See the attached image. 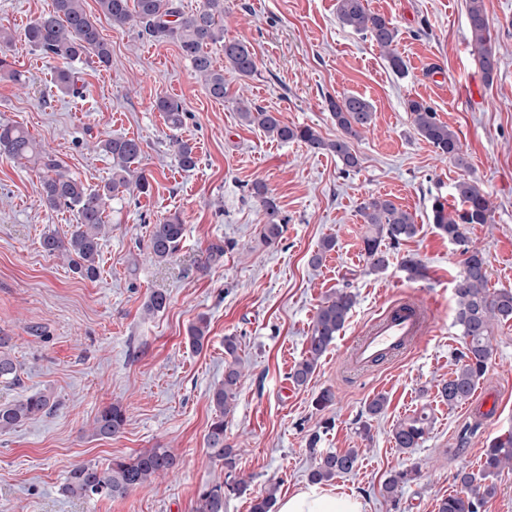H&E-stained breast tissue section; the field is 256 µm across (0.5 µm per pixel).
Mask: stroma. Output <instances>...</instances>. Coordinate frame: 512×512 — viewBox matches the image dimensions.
Returning a JSON list of instances; mask_svg holds the SVG:
<instances>
[{
  "mask_svg": "<svg viewBox=\"0 0 512 512\" xmlns=\"http://www.w3.org/2000/svg\"><path fill=\"white\" fill-rule=\"evenodd\" d=\"M51 3L0 0V24L15 34L8 56L17 73L0 77V119L24 127L91 187L109 177L111 160L90 143L141 139L138 169L151 188L108 207L111 230L101 243L100 276L91 281L39 245L44 234L67 235L74 223L72 212L41 204L40 168L0 157V334L10 337L19 364L16 382L0 383V403L35 391L57 402L0 431V512H196L199 488L225 479L223 464L207 454L206 435L228 336L239 340L244 376L224 441L242 451L237 477L247 489L228 498L225 512H250L253 498L273 484L278 496L293 493L308 484L317 452L348 448L359 449V463L330 481L331 489L359 497L365 512H435L439 499L459 492L457 470L478 471L486 444L512 430V322L495 324L492 358L474 391L499 400L489 425L469 415L468 404L451 407L437 394L461 348L454 324L461 257L429 218L435 198L455 204V182L477 184L493 221L471 225L469 241L486 260L490 287L512 288V0H483L500 57L490 83L471 54L467 0H368L399 31L402 74L369 38L339 23L336 0H225L224 34L251 44L257 72L243 80L225 70L223 100L207 95L175 43L114 28L97 0H84V8L111 46L112 65L74 63L82 95L59 92L54 62L23 35ZM351 93L372 103L374 120L352 142L360 166L348 173L332 154L246 126L236 110L242 97L333 140L340 130L329 102ZM164 96L182 102L180 128L156 109ZM412 99L455 131L466 166L441 158L416 134ZM176 139L194 146V169L178 164ZM259 180L288 219L275 249L261 239L264 211L250 195ZM385 194L414 215L418 232L391 249L385 271L373 273L359 206ZM172 214L185 226L182 247L159 263L145 250L147 230ZM327 237L335 238L334 250L311 266V253ZM214 243L224 246L215 260L208 256ZM408 255L425 266V278L408 279L400 267ZM343 287L356 300L349 318L308 383L295 386L289 373L306 356L316 310ZM155 291L166 293L167 305L145 315ZM404 298L431 304L430 334L397 359L347 372L343 357L352 341ZM202 315L209 338L196 350L186 330ZM325 388L336 400L320 410L314 399ZM378 395L387 405L372 418L366 407ZM115 402L128 415L122 433L92 436L96 415ZM423 410L433 418L431 431L404 453L392 430ZM364 423L367 440L357 434ZM152 448L171 449L177 467L126 496L85 500L63 491L71 465L105 467ZM412 466L420 470L417 481L397 499L384 498L386 475Z\"/></svg>",
  "mask_w": 512,
  "mask_h": 512,
  "instance_id": "1",
  "label": "stroma"
}]
</instances>
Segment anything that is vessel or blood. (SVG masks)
Here are the masks:
<instances>
[{
  "instance_id": "1",
  "label": "vessel or blood",
  "mask_w": 512,
  "mask_h": 512,
  "mask_svg": "<svg viewBox=\"0 0 512 512\" xmlns=\"http://www.w3.org/2000/svg\"><path fill=\"white\" fill-rule=\"evenodd\" d=\"M431 308L414 299H403L386 307L347 352L348 368L361 370L409 349L432 328Z\"/></svg>"
}]
</instances>
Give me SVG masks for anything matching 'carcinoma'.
Here are the masks:
<instances>
[{
  "label": "carcinoma",
  "instance_id": "obj_1",
  "mask_svg": "<svg viewBox=\"0 0 512 512\" xmlns=\"http://www.w3.org/2000/svg\"><path fill=\"white\" fill-rule=\"evenodd\" d=\"M225 0H204L199 10L185 12L179 0H98L100 11L119 29L134 27L139 34L156 43L174 41L183 58L188 60L203 81L208 95L222 100L228 95L224 70L215 67L207 52L210 44L224 43V63L242 77H251L257 71L255 54L251 47L238 39L224 37ZM337 18L355 33L365 35L385 52L391 67L401 73L404 61L394 51L399 31L385 16L371 11L367 0H337ZM468 24L472 52L487 82H492L498 70V57L492 46L491 26L483 0H469ZM24 38L33 50L42 56L60 61L55 69V85L61 91L79 95L82 88L74 79L70 64L83 58H96L100 66L112 63V51L103 39L95 21L87 15L83 0H53L52 7L29 22ZM14 40L11 28L0 24V73L7 72V52ZM158 111L165 113L171 127L182 125L185 109L180 100L161 97L156 101ZM415 132L428 141L443 156L458 165L466 164L457 134L436 117V111L426 103L410 100ZM329 110L342 135L326 140L309 126H290L277 113L253 107L238 101L239 117L248 126L262 130L266 135L287 143L300 141L311 151L326 150L341 162L343 171L360 166V159L352 148V140L368 131L373 122V106L362 96L351 95L329 100ZM180 165L191 170L198 158L194 146L187 141H173ZM94 149L112 158V173L104 184L90 188L70 176L60 161L46 152L22 127L0 121V156L26 159L38 163L42 170L40 201L50 210L73 213L75 228L69 236L60 238L46 234L42 249L53 256L68 260L73 272L94 280L99 275L100 240L107 232L106 208L109 202L135 185L138 192H149L150 182L144 174L130 180L132 165L139 162L144 150L135 138L110 137L100 140ZM457 207L448 208L436 199L432 203V223L440 234L459 247L463 256L462 271L456 288V326L462 340V350L452 376L441 384L438 393L443 402L453 407L470 399L478 381L484 376L492 358L490 336L494 324L512 321V289L488 287L489 275L483 254L470 247L465 226L492 223V210L488 198L472 182L461 180L455 185ZM251 196L263 207L265 222L260 233L263 241L272 247L279 245L287 232L288 221L275 200L268 195L266 185L252 184ZM364 223L370 226L365 236L364 253L369 269L378 272L389 263L387 246L396 247L417 233L415 217L398 207L390 198L379 195L369 197L360 205ZM184 224L177 215L159 219L150 225L145 248L158 263L169 261L179 250L184 237ZM355 304L352 293L343 289L317 308L311 334L308 336L306 358L294 366L289 379L297 386L307 384L318 362L334 343L343 329ZM190 345L200 349L208 334V320L201 316L187 330ZM10 337L0 336V383H10L18 377L14 358L5 350ZM238 340L224 338V353L231 358L225 362L224 381L213 390L215 417L206 437L210 458L224 464L233 472L237 468V453L224 444V418L230 412L241 383L242 372L237 358ZM56 401L45 392H35L13 403L0 404V430H8L21 422L49 412ZM127 422L122 405L113 403L103 408L93 422V435L110 438L122 432ZM432 425L430 415L420 414L398 423L392 430L395 446L402 451L417 448L425 440ZM358 449L343 452H325L319 455L309 478L315 484L329 482L340 474L352 472L358 462ZM512 464V434L492 439L484 451L480 473L462 468L456 480L462 493L440 500L437 512H481L497 493L496 477ZM177 466V456L168 448H152L129 458L114 459L105 468L92 465H74L68 471L66 490L74 497H122L155 477L166 475ZM418 470L390 473L382 483L383 497L395 498L399 489L413 481ZM244 491L241 481L203 487L198 493L197 512H224L227 496ZM277 487L271 486L252 500L251 512H274Z\"/></svg>",
  "mask_w": 512,
  "mask_h": 512
}]
</instances>
